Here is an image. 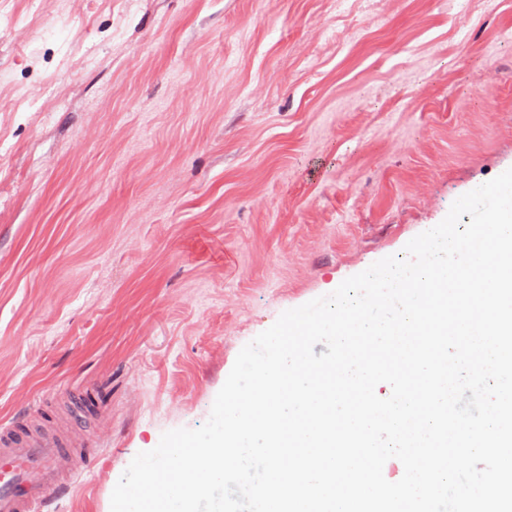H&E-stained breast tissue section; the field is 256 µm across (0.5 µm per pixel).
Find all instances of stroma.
<instances>
[{"label":"stroma","instance_id":"35a3bbf8","mask_svg":"<svg viewBox=\"0 0 512 512\" xmlns=\"http://www.w3.org/2000/svg\"><path fill=\"white\" fill-rule=\"evenodd\" d=\"M510 168L512 0H0V421L107 394L43 512Z\"/></svg>","mask_w":512,"mask_h":512}]
</instances>
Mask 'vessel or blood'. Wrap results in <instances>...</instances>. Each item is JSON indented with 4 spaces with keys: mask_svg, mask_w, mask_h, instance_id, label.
<instances>
[{
    "mask_svg": "<svg viewBox=\"0 0 512 512\" xmlns=\"http://www.w3.org/2000/svg\"><path fill=\"white\" fill-rule=\"evenodd\" d=\"M100 455L89 439L27 430L18 418L1 423L0 512H41L90 473Z\"/></svg>",
    "mask_w": 512,
    "mask_h": 512,
    "instance_id": "vessel-or-blood-1",
    "label": "vessel or blood"
}]
</instances>
